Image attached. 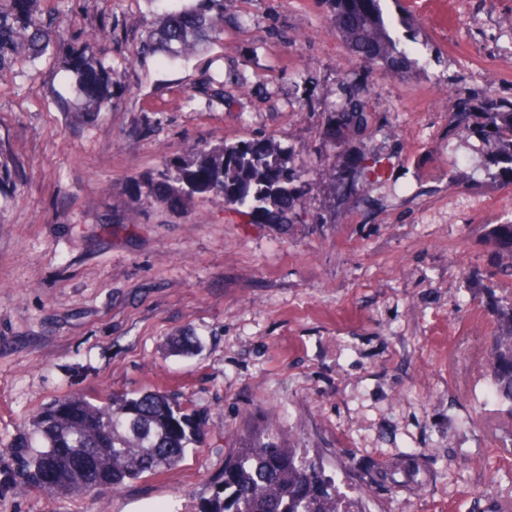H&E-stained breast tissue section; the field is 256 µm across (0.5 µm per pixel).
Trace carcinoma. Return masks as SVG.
Wrapping results in <instances>:
<instances>
[{
  "label": "carcinoma",
  "instance_id": "obj_1",
  "mask_svg": "<svg viewBox=\"0 0 512 512\" xmlns=\"http://www.w3.org/2000/svg\"><path fill=\"white\" fill-rule=\"evenodd\" d=\"M38 0H0V73L32 64L65 42L73 43L67 71L92 115L112 111L121 95V71L139 61L162 55L182 60L200 47L221 40L224 0H185L178 8L146 21L145 30L126 52L109 58L103 44L112 29L102 21L90 34L74 35L61 24L45 19ZM336 22V33L353 57L386 72L409 69L413 59L399 47L386 23L381 0L366 10L355 0H325ZM323 137L336 128H358L366 121V102L351 97ZM477 131L500 172L512 178V101L485 97L458 113L449 132ZM288 149L253 139L208 150L194 142L182 156L169 159L147 184L148 193L177 211L195 194L220 197L224 208L274 224L290 223L291 202L297 184H307V169H290ZM6 145L0 142V199L16 197L18 173ZM379 159L362 156L333 170V194L344 197L358 178L372 185L379 180ZM487 242L498 252L512 254V224H494ZM499 335L509 337L490 348L488 365L493 393L512 412V297L493 303ZM201 339L189 331L170 338L168 350L193 355ZM203 419L166 388L153 384L116 393L103 391L91 398L80 392L61 396L24 421L14 438L0 447V494L20 485L53 497L91 498L147 474L177 468L185 454L198 447ZM336 485V474L323 461L296 453L278 443L277 434L265 435L241 448L224 466V474L198 512H349Z\"/></svg>",
  "mask_w": 512,
  "mask_h": 512
}]
</instances>
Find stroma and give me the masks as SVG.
<instances>
[{"mask_svg": "<svg viewBox=\"0 0 512 512\" xmlns=\"http://www.w3.org/2000/svg\"><path fill=\"white\" fill-rule=\"evenodd\" d=\"M44 16L136 38L149 0H78ZM413 49L401 74L355 61L323 0H224V36L189 60L152 57L89 117L67 47L0 77V138L21 185L0 207V439L53 399L164 386L208 420L179 465L97 499L35 492L0 512H196L241 443L276 415L285 446L324 459L356 512H512V410L482 359L512 295L485 240L512 224V178L455 113L512 100V0H384ZM223 80L232 104L200 87ZM359 93L368 123L321 138ZM152 117L143 128L144 117ZM265 138L318 159L293 221L267 224L194 196L173 212L145 185L192 142ZM385 169L333 196L358 155ZM193 330L194 356L170 336ZM168 350L177 355H194L202 348V341L194 332H185L172 336L168 343Z\"/></svg>", "mask_w": 512, "mask_h": 512, "instance_id": "obj_1", "label": "stroma"}]
</instances>
